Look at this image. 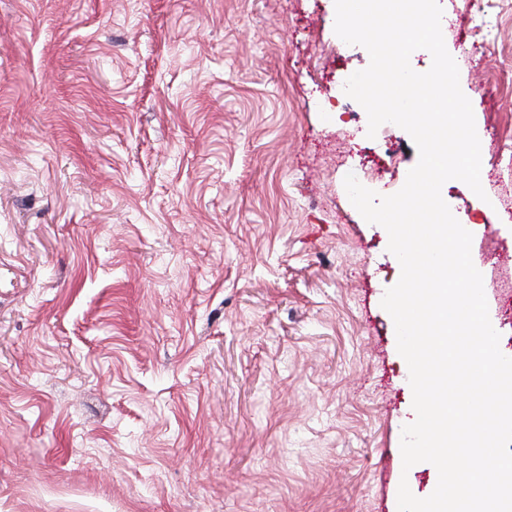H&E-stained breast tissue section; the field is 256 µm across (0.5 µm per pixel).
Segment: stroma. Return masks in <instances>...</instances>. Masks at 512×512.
<instances>
[{
    "label": "stroma",
    "mask_w": 512,
    "mask_h": 512,
    "mask_svg": "<svg viewBox=\"0 0 512 512\" xmlns=\"http://www.w3.org/2000/svg\"><path fill=\"white\" fill-rule=\"evenodd\" d=\"M485 137L474 222L512 322V0H439ZM495 38L471 55L469 21ZM334 0H0V512H397L401 275L347 174L418 162L337 82ZM490 87L489 95L478 92Z\"/></svg>",
    "instance_id": "1"
}]
</instances>
